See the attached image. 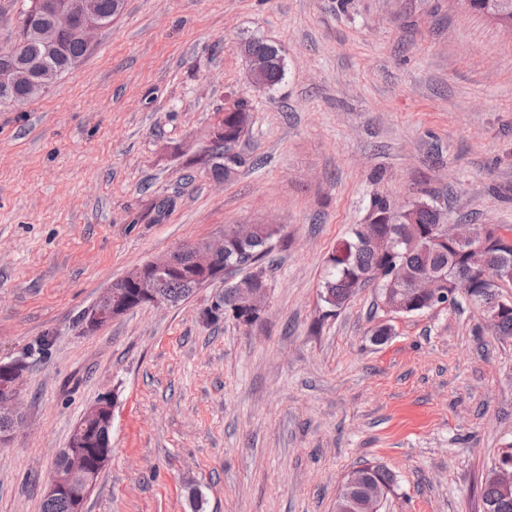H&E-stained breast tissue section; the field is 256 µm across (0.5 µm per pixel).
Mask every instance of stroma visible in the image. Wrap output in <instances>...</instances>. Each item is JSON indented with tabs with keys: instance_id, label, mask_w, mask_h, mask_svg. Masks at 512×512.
<instances>
[{
	"instance_id": "obj_1",
	"label": "stroma",
	"mask_w": 512,
	"mask_h": 512,
	"mask_svg": "<svg viewBox=\"0 0 512 512\" xmlns=\"http://www.w3.org/2000/svg\"><path fill=\"white\" fill-rule=\"evenodd\" d=\"M252 37L284 57L274 90L247 79ZM240 100L255 163L219 182L196 158ZM376 194L512 226L511 36L452 0H125L55 85L0 107V360L29 364L0 512H41L56 451L106 392L112 457L84 512H333L367 462L396 476L382 512H482L512 442V338L466 302L320 297ZM269 221L254 324L207 318L233 273L85 332L133 268Z\"/></svg>"
}]
</instances>
